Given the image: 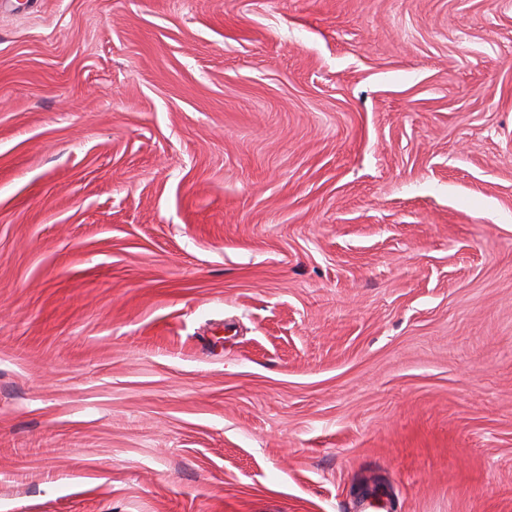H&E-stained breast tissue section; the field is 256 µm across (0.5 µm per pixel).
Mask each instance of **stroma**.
<instances>
[{
    "label": "stroma",
    "mask_w": 512,
    "mask_h": 512,
    "mask_svg": "<svg viewBox=\"0 0 512 512\" xmlns=\"http://www.w3.org/2000/svg\"><path fill=\"white\" fill-rule=\"evenodd\" d=\"M512 512V0H0V512Z\"/></svg>",
    "instance_id": "35a3bbf8"
}]
</instances>
